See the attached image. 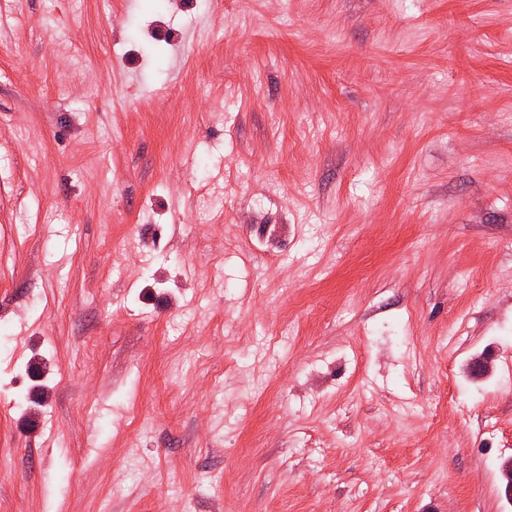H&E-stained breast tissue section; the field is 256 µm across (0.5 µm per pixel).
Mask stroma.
Instances as JSON below:
<instances>
[{
  "label": "stroma",
  "instance_id": "35a3bbf8",
  "mask_svg": "<svg viewBox=\"0 0 512 512\" xmlns=\"http://www.w3.org/2000/svg\"><path fill=\"white\" fill-rule=\"evenodd\" d=\"M0 512H512V0H6Z\"/></svg>",
  "mask_w": 512,
  "mask_h": 512
}]
</instances>
